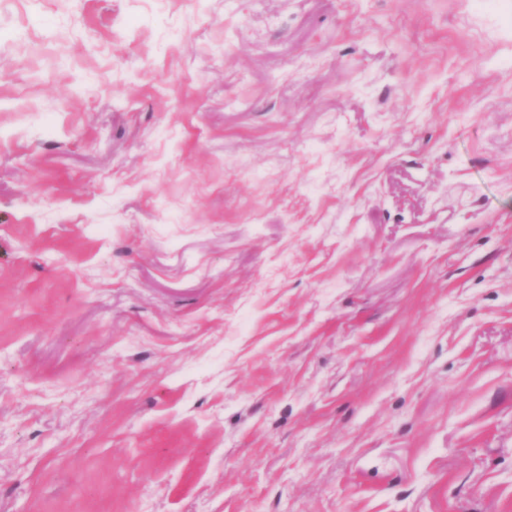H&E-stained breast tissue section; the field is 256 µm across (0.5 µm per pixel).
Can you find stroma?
I'll return each instance as SVG.
<instances>
[{
    "label": "stroma",
    "mask_w": 512,
    "mask_h": 512,
    "mask_svg": "<svg viewBox=\"0 0 512 512\" xmlns=\"http://www.w3.org/2000/svg\"><path fill=\"white\" fill-rule=\"evenodd\" d=\"M0 512H512V0H0Z\"/></svg>",
    "instance_id": "stroma-1"
}]
</instances>
